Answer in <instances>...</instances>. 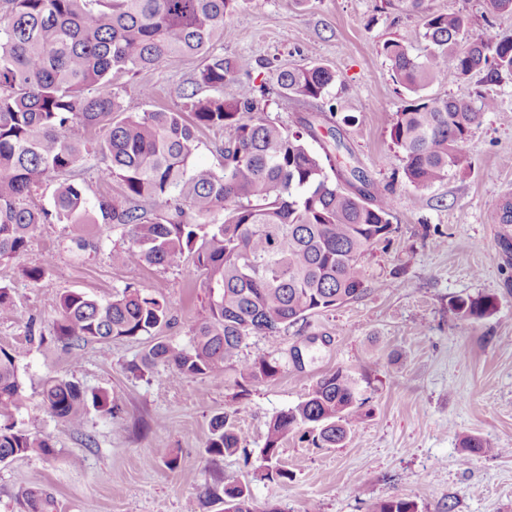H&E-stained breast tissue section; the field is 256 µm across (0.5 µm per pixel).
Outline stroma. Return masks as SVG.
<instances>
[{
	"instance_id": "stroma-1",
	"label": "stroma",
	"mask_w": 512,
	"mask_h": 512,
	"mask_svg": "<svg viewBox=\"0 0 512 512\" xmlns=\"http://www.w3.org/2000/svg\"><path fill=\"white\" fill-rule=\"evenodd\" d=\"M458 10L472 14L477 26L489 22L512 35V14L493 10L489 0H423L416 9L407 0H240L221 50L243 67L220 94L231 99L240 84L271 85L277 64L320 62L335 72L323 99L272 94L260 106L291 129L317 116L324 140L341 130L352 165L388 187L394 231L365 260L370 285L281 335L248 337L242 357L273 352L283 369L243 397L231 370L217 386L161 368L133 369L154 339L189 342L207 314L203 272L185 263H113V251L129 243L120 227L90 225V245L81 250L62 225H41L25 253L0 265V284L14 302L13 315L0 320V348L15 355L24 386L18 422L49 438L56 453L0 463V512H29L28 492L51 494L55 512H184L191 499L198 512H222L223 503L207 492L234 482L249 488L254 512H368L388 497L415 500L418 512H512V237L500 238L491 223L512 187V75L486 88L478 77L450 70L425 90L472 101L486 88L497 99V111L486 113L464 143L471 159L466 172L415 190L389 138L405 92L390 75L383 42L409 35L412 54L424 56L430 50L420 36L425 14ZM200 66L196 57L168 61L121 76L115 89L130 112L172 107L194 89ZM144 85L152 98L140 95ZM347 115L356 124L343 125ZM48 257L50 272L29 281L25 269ZM381 279L392 287L376 288ZM157 283L173 322L156 337L92 341L76 359L53 339L65 291L106 303L127 285ZM459 295L493 296L496 309L477 320L456 318L449 303ZM339 367L355 374L364 401L351 438L321 448L296 430L280 450L291 481L262 479L260 450L270 420ZM49 375L106 391L114 414L90 412L83 431H73L41 403ZM218 414L242 433L243 451L206 455L209 423ZM470 435L491 440L500 454L471 455L462 446ZM173 455L179 466L172 470L166 461Z\"/></svg>"
}]
</instances>
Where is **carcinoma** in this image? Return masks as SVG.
Returning a JSON list of instances; mask_svg holds the SVG:
<instances>
[{
    "label": "carcinoma",
    "mask_w": 512,
    "mask_h": 512,
    "mask_svg": "<svg viewBox=\"0 0 512 512\" xmlns=\"http://www.w3.org/2000/svg\"><path fill=\"white\" fill-rule=\"evenodd\" d=\"M0 20V262L27 251L41 224L66 225L69 238L85 243L87 225L128 229L130 245L112 254L125 265L173 266L188 262L205 274L208 315L192 330L190 345L159 340L136 370L162 366L184 378L224 382L231 369L236 385L248 388L276 377L271 353L240 358L253 334L278 336L309 315L357 298L365 288L364 258L393 233L390 205L379 185L355 166L336 167L341 137L314 150L319 141L309 119L290 130L259 110L270 89L243 85L237 96L182 93L173 108L127 113L113 80L151 70L178 58L201 56L195 85L219 90L242 64L224 58L218 43L229 35L226 17L240 0H7ZM431 51L413 56L409 37L387 39L381 52L391 77L410 97L395 113L389 136L402 155L406 180L417 190L471 167L462 144L470 128L497 109L491 94L478 103L423 94L447 69L490 85L512 73V36L473 33L463 12L429 13L423 20ZM336 73L320 63L275 67L273 90L298 100L325 98ZM204 129L225 134L221 170L191 159ZM101 156L102 179L122 183L121 200L89 205L73 179L57 183L52 208L30 198L42 178L66 176L90 156ZM174 203L150 215L139 201ZM54 336L73 356L89 341L151 336L170 320L165 295L154 285L127 286L102 304L81 291L60 298ZM449 310L460 319L491 315L489 296H457ZM40 397L48 413L82 432L94 409L112 414V399L79 382L47 376ZM22 398L14 356L0 348V463L38 453L52 456L47 438L20 428L13 417ZM358 381L346 368L322 375L307 398L275 415L260 451L263 478H292L278 465L288 434L308 427L314 440L336 446L362 419ZM243 436L219 414L210 422L206 452L234 454ZM464 447L476 456L505 452L470 436ZM224 512H253L247 487L229 484ZM31 512H53L46 493L28 497ZM370 512H418L405 498L376 501Z\"/></svg>",
    "instance_id": "carcinoma-1"
}]
</instances>
